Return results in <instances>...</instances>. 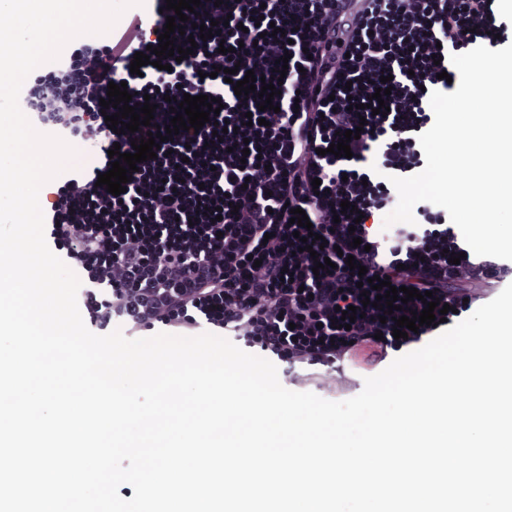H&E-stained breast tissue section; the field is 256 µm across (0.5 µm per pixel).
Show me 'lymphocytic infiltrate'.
<instances>
[{
  "mask_svg": "<svg viewBox=\"0 0 512 512\" xmlns=\"http://www.w3.org/2000/svg\"><path fill=\"white\" fill-rule=\"evenodd\" d=\"M495 2L201 0L176 38L193 52L171 70L148 64L131 73L135 53L147 47L137 15L110 43L84 53L90 89L106 81L126 84L132 107L154 103L159 126L170 124V99L190 94L222 102L216 122L180 131L161 143L155 158L128 171L122 196L97 183L112 167L109 157L57 193L55 239L78 254L112 257L89 274L109 286L86 307L90 325L118 316L133 333L161 324L190 336L204 319L292 370L342 362L368 367L421 344L512 280V266L464 255L441 216L401 228L382 247L369 223L390 191L358 168L378 145L387 169L407 173L422 166L414 134L430 121L427 92L452 89L441 77L443 59L485 42L498 46L511 26L497 20ZM213 20L222 23L221 32L190 45L194 25ZM222 45L233 55L219 53ZM233 63L240 70L231 81L212 77L213 67ZM249 70L279 85L273 108L259 110L257 93L235 95V82ZM386 76L388 113L376 115L366 103ZM219 123L230 127L221 137L214 133ZM355 128L360 136L349 142L352 158L329 153L342 132ZM345 200L363 213L362 222L335 218ZM88 204L111 217V232L87 228ZM297 207L311 229L290 226ZM197 215L201 229H188ZM311 232L325 244L314 256L302 249ZM452 255L460 263H449ZM327 259L334 269L315 271V263ZM361 265L393 286L431 292L450 313L394 339L393 321H380V309L363 304ZM285 271L293 280L282 279ZM217 297L224 300L220 315L212 307ZM351 306L365 315L346 330L342 312Z\"/></svg>",
  "mask_w": 512,
  "mask_h": 512,
  "instance_id": "lymphocytic-infiltrate-1",
  "label": "lymphocytic infiltrate"
}]
</instances>
